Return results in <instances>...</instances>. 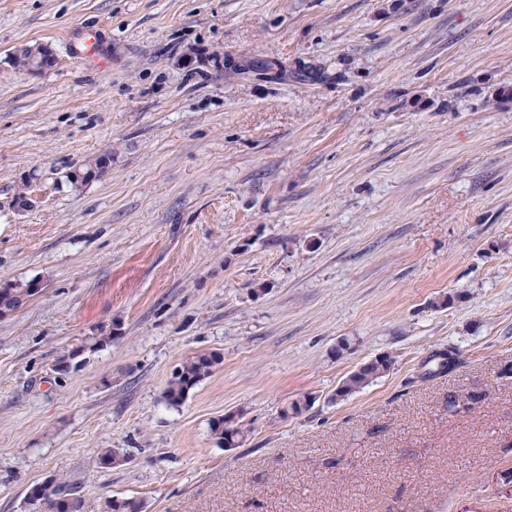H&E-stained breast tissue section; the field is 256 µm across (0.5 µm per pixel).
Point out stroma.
Instances as JSON below:
<instances>
[{"label": "stroma", "mask_w": 512, "mask_h": 512, "mask_svg": "<svg viewBox=\"0 0 512 512\" xmlns=\"http://www.w3.org/2000/svg\"><path fill=\"white\" fill-rule=\"evenodd\" d=\"M28 282L0 512L54 477L91 512H512V0H0V288ZM221 363V356L217 353L198 354L183 361L179 376L169 380L163 392L165 401L170 405H180L189 391L214 373ZM388 356L374 358L362 363L357 369L350 372L342 381V385L335 394L336 400H343L360 391L378 377L388 372L392 365ZM210 432L216 443L221 447L231 449L237 448L245 440V428L240 422L235 428L224 426V417L213 420L210 424Z\"/></svg>", "instance_id": "1"}]
</instances>
